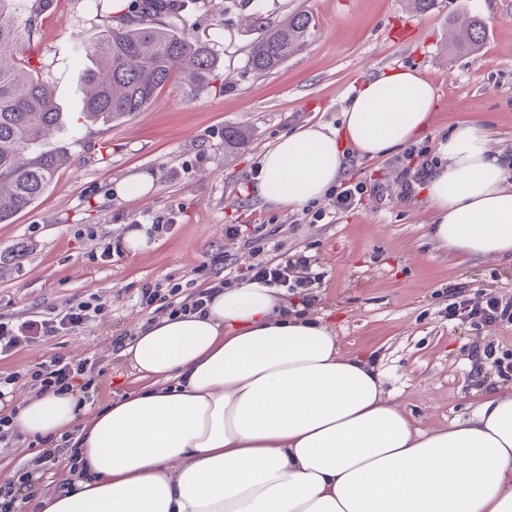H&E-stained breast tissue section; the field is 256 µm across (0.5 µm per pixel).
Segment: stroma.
Segmentation results:
<instances>
[{
    "label": "stroma",
    "instance_id": "stroma-1",
    "mask_svg": "<svg viewBox=\"0 0 512 512\" xmlns=\"http://www.w3.org/2000/svg\"><path fill=\"white\" fill-rule=\"evenodd\" d=\"M185 35L216 50L221 65L210 83L191 90L186 75L162 89L142 111L112 123L86 121L82 113L87 60L84 49L114 25L109 4L49 0L24 56L53 91L63 127L43 144L66 149L69 163L32 206L0 223V320L42 315L94 295L105 304L96 321L67 335L0 358V377L23 379L14 401L36 394L26 374L55 352L73 361L101 358L102 376L89 402L98 408L137 389L136 372L113 349L116 337L137 332L153 315L141 305L146 283L206 286L214 256L243 263L249 253L225 237L224 226L250 215L264 227L261 257L275 248L312 256L322 284L307 308L331 321L341 348L369 356L384 372L398 406L418 426L438 428L469 415L484 391L491 364L475 360L474 346L492 345L512 355V325H470L449 319L456 292L512 296V257L461 260L428 236L431 212L420 197L399 196L394 150L375 159L349 155L342 181L382 178L386 196L364 195L356 209L331 223H306L302 208L265 203L250 185L263 152L281 135L319 122L340 128L342 112L362 80L386 70L414 68L436 88L437 109L422 142L435 146L457 124L479 121L493 145L512 156V0H438L434 9L409 13L408 0H180ZM308 13L314 32L304 50L277 70L259 74L247 65L260 37L248 15L278 22ZM484 20L474 52L454 51L452 27ZM248 135L235 149L225 131ZM147 173L154 186L126 201L117 182ZM172 217L168 233L145 249H123L108 260L105 244L126 239L133 222ZM512 388V379L505 382ZM38 446L17 437L0 446V486L33 470L39 499L59 490L53 473L64 455L33 465Z\"/></svg>",
    "mask_w": 512,
    "mask_h": 512
}]
</instances>
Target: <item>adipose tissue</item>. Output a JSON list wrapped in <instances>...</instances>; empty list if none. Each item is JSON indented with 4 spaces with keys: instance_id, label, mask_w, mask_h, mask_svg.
Here are the masks:
<instances>
[{
    "instance_id": "ef3b65f1",
    "label": "adipose tissue",
    "mask_w": 512,
    "mask_h": 512,
    "mask_svg": "<svg viewBox=\"0 0 512 512\" xmlns=\"http://www.w3.org/2000/svg\"><path fill=\"white\" fill-rule=\"evenodd\" d=\"M436 108L416 70L367 78L341 130L311 123L265 151L254 191L278 207L319 199L345 147L384 156L425 133ZM438 153L423 190L436 246L512 255V181L487 129L459 125ZM284 295L246 282L153 322L120 352L143 386L103 407L71 391L22 400L14 431L80 440L78 474L40 512H512V391L421 429L373 362Z\"/></svg>"
}]
</instances>
